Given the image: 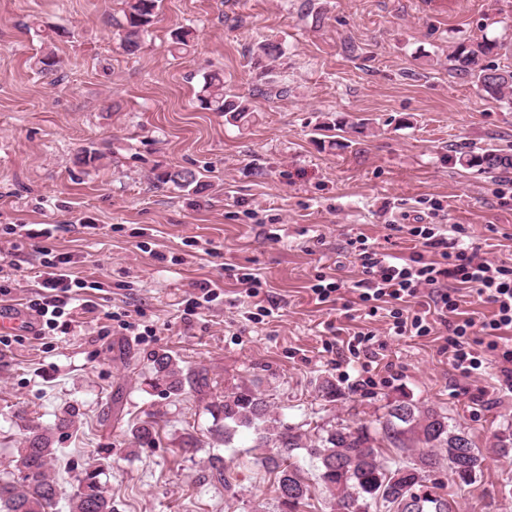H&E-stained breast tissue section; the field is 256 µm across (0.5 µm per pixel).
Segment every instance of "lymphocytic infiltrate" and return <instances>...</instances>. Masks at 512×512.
Listing matches in <instances>:
<instances>
[{
    "instance_id": "1",
    "label": "lymphocytic infiltrate",
    "mask_w": 512,
    "mask_h": 512,
    "mask_svg": "<svg viewBox=\"0 0 512 512\" xmlns=\"http://www.w3.org/2000/svg\"><path fill=\"white\" fill-rule=\"evenodd\" d=\"M401 230L415 243L409 257L390 255L356 236L349 241L358 264L356 280L348 285L333 275H317L311 286L316 301L342 303L348 312L360 306L370 317L384 315L392 336H427L442 325L447 332L442 351L454 372L480 378L488 356H495L512 392V262L484 256L463 240L458 226L405 224ZM72 263L67 253L45 255L39 292L28 302L38 318V335L65 330L74 304L95 308L89 293L97 282L74 276ZM468 293L493 306L490 319L463 315Z\"/></svg>"
}]
</instances>
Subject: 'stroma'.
<instances>
[{"label":"stroma","mask_w":512,"mask_h":512,"mask_svg":"<svg viewBox=\"0 0 512 512\" xmlns=\"http://www.w3.org/2000/svg\"><path fill=\"white\" fill-rule=\"evenodd\" d=\"M123 21L121 0H0V228L53 227L51 237L0 246V277L20 283L0 304L25 308L46 248L104 285L95 310L75 308L66 332L0 349V478L10 479L30 428H55L72 408L53 469L59 512L91 462L115 512H280L251 433L223 444L207 409L251 382L306 444L341 424L381 436L397 400L433 408L484 455L473 484L437 472L440 493L455 512H512V465L494 449L512 433V393L497 363L478 382L458 377L439 325L424 337L386 336L371 369L378 386L352 388L336 367V331L384 333L385 320L347 319L309 290L321 272L356 279L345 245L357 235L409 256L399 227L428 223L434 202L444 224L512 259V204L500 203L497 177L450 160L472 145L512 147V108L448 70L457 43L503 35L512 0H162L134 55L119 38ZM180 27L195 43L175 57L170 33ZM265 38L284 51L277 95L261 93L251 63ZM49 50L58 65L47 74L36 60ZM215 70L250 101L249 122L200 107L196 91ZM355 119L368 128L354 132ZM87 147L102 155L95 166L77 162ZM185 169L199 193L156 179ZM244 268L273 309L263 320L243 302ZM203 280L221 295L185 316ZM124 311L153 327L151 342L108 324L106 313ZM163 352L206 373L208 387L176 397L151 386V359ZM329 384L335 397L324 395ZM480 388L490 404L477 412ZM147 422L153 443H135ZM189 433L197 448L185 446ZM212 453L228 484L204 480Z\"/></svg>","instance_id":"obj_1"}]
</instances>
